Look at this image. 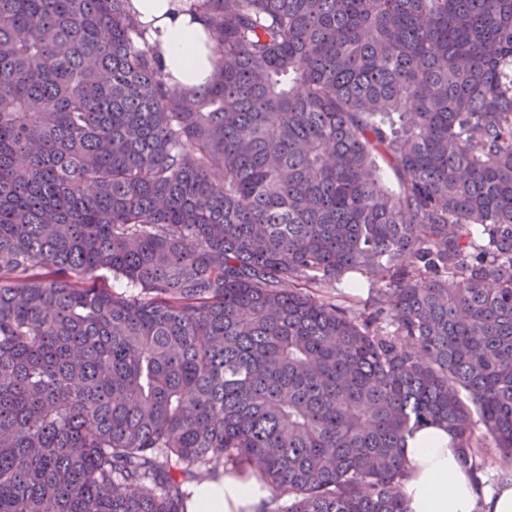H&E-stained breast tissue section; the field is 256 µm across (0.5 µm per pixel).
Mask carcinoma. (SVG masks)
Instances as JSON below:
<instances>
[{"instance_id":"carcinoma-1","label":"carcinoma","mask_w":512,"mask_h":512,"mask_svg":"<svg viewBox=\"0 0 512 512\" xmlns=\"http://www.w3.org/2000/svg\"><path fill=\"white\" fill-rule=\"evenodd\" d=\"M129 3L0 0V512H188L244 462L407 512L429 424L512 461V0H196L190 94Z\"/></svg>"}]
</instances>
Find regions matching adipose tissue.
<instances>
[{
  "mask_svg": "<svg viewBox=\"0 0 512 512\" xmlns=\"http://www.w3.org/2000/svg\"><path fill=\"white\" fill-rule=\"evenodd\" d=\"M193 0H131L168 84L193 89L217 73L220 57L210 24ZM407 475L400 492L407 512H512V477L488 484L465 467L441 427L418 429L403 450ZM272 492L253 466L195 489L189 512H270Z\"/></svg>",
  "mask_w": 512,
  "mask_h": 512,
  "instance_id": "ef3b65f1",
  "label": "adipose tissue"
}]
</instances>
